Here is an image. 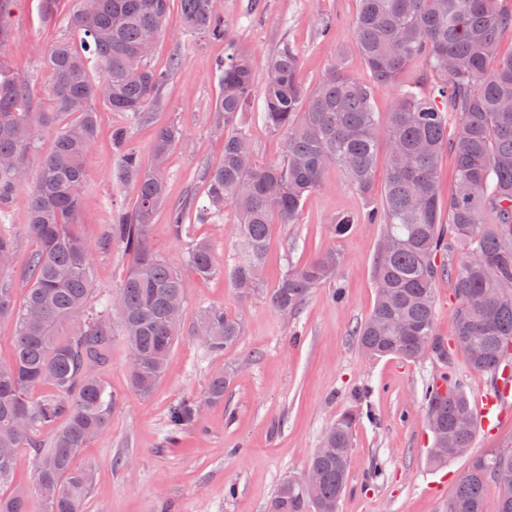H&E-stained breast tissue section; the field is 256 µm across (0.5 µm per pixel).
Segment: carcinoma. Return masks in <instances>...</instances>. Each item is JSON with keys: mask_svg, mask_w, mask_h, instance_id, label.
I'll use <instances>...</instances> for the list:
<instances>
[{"mask_svg": "<svg viewBox=\"0 0 512 512\" xmlns=\"http://www.w3.org/2000/svg\"><path fill=\"white\" fill-rule=\"evenodd\" d=\"M12 0H0V214L17 189L29 182L28 157L39 152L40 135L54 131L50 150L30 188L29 234L37 250L29 264L21 303L0 282V316L16 314L12 358L0 362V512H31L36 494L43 512H80L93 473L76 466L80 449L102 434L116 400L97 374L112 358L120 322L133 388L149 395L161 378L179 337L190 279L155 256L147 232L165 202V163L181 142L175 126L157 131L150 167L129 144L126 126L112 128L119 153L118 177L133 185L130 208L112 211L101 247L121 246L132 265L104 309L91 311L92 245L76 230L85 181L84 158L96 138L98 108L123 112L131 123L149 119L148 109L171 71L148 59L149 40L163 33L171 0H83L69 17L79 43L60 38L48 48V80L35 88L8 67L3 52ZM352 20L355 52L371 73L361 82L345 70L341 54L327 65L314 89L301 81L300 57L289 43L262 61L266 71L262 118L284 138L280 160L259 166L240 116L250 106L257 61L240 53L212 0H180L184 24L201 40H222L227 51L217 64L216 127L224 131V158L204 174L206 203L186 198L170 206L176 235L193 224H218L228 205L237 212L238 259L230 276L242 296L262 278L272 226L296 223L304 199L321 186L325 169L338 167L365 196L380 189V201L364 218L383 225L374 269L376 303L356 329L369 357L415 361L433 354L447 360L453 346L470 352L468 364L491 375L512 374V54L498 56L501 32L512 28L506 0H358ZM425 74L400 83L417 60ZM395 88L387 123L372 109L374 91ZM457 116L448 133V113ZM385 141L388 166L376 186L375 159ZM456 160L457 189L443 201L437 166L445 150ZM447 210L448 221L441 219ZM466 247L457 264L445 261L448 241ZM15 244L0 232V265L10 266ZM338 257L329 251L287 270L269 294L283 313L297 310L312 290L336 276ZM188 267L196 278L221 271L211 243L195 241ZM454 280L460 305L453 339L434 332V285ZM69 324L72 332L59 335ZM196 336L222 353L242 336L240 321L221 307L204 309ZM227 378L212 375L200 399L187 398L169 417L175 435L202 408L224 399ZM37 386L50 389L41 400ZM427 423L433 435L430 461L438 466L467 454L476 432L472 402L452 375L426 385ZM355 417L347 414L324 433L307 468L321 481L313 501L297 478L276 488L268 512H337L346 489ZM55 427L47 446L37 432ZM34 455L32 490L11 484L18 451ZM500 489L496 512H512V452L473 456L452 489L445 512H485L488 482Z\"/></svg>", "mask_w": 512, "mask_h": 512, "instance_id": "obj_1", "label": "carcinoma"}]
</instances>
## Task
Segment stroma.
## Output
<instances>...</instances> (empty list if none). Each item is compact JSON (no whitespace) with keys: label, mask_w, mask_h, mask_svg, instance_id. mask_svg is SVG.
<instances>
[{"label":"stroma","mask_w":512,"mask_h":512,"mask_svg":"<svg viewBox=\"0 0 512 512\" xmlns=\"http://www.w3.org/2000/svg\"><path fill=\"white\" fill-rule=\"evenodd\" d=\"M39 0H16L10 14L11 37L6 59L34 86L46 78L44 52L60 37L70 36L64 18L42 19ZM232 38L257 59L292 44L301 61L300 75L316 87L337 50L352 46L351 21L358 0H216ZM329 36H322L323 25ZM178 69L158 95L150 122L129 125L124 113L100 110L98 135L85 160L78 229L97 245L93 264V304L113 294L124 280L131 257L122 249L100 248L113 209L132 204L133 187L117 184L118 156L111 130L128 125L130 143L143 164L152 160L158 127L176 126L182 141L167 161L168 204L160 208L147 233L150 249L169 264L186 265L191 239L209 240L222 274L191 282L185 300L182 336L163 377L150 396H139L128 373L123 342H115L110 362L99 376L116 399L107 430L84 448L78 465L92 466L94 479L83 512H267L279 483L297 477L320 446L326 428L346 413L357 414L347 489L338 512H444L448 497L470 457L444 466L432 465L423 390L433 378L450 371L471 400L491 391L489 374L470 368L465 356L442 362L429 355L411 362L396 356L369 359L361 352L355 330L376 302L373 267L383 227L363 219L367 199L346 173L329 168L321 186L303 202L296 223L274 225L269 240L264 289L241 297L227 275L237 256L233 207L220 224L194 225L190 236H177L168 205L195 195L205 203L202 176L224 155V136L212 122L219 90L217 63L224 45L199 41L183 23L179 0H172L164 32L150 59L152 66ZM352 77L370 79L363 60L351 53ZM264 69L255 74L256 91L241 116L257 164L277 161L282 138L261 118ZM28 189H20L0 221V232L16 244L11 268L0 280L22 288L37 245L26 229ZM353 224L336 236L338 217ZM336 250L340 265L334 280L313 289L302 307L285 314L269 301L288 266L318 253ZM437 337L450 340L459 301L454 281L435 284ZM224 308L243 324L239 343L211 353L195 335L200 310ZM228 378L222 402L207 406L199 421L178 438H170L169 415L185 398L203 396L216 370Z\"/></svg>","instance_id":"1"}]
</instances>
